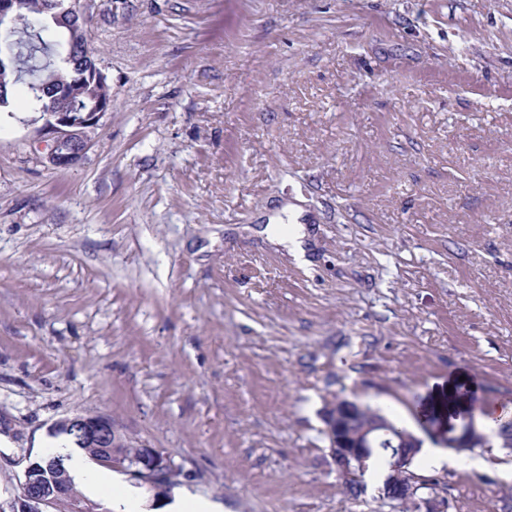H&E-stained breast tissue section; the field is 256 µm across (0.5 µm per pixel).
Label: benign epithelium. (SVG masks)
Here are the masks:
<instances>
[{
  "label": "benign epithelium",
  "mask_w": 512,
  "mask_h": 512,
  "mask_svg": "<svg viewBox=\"0 0 512 512\" xmlns=\"http://www.w3.org/2000/svg\"><path fill=\"white\" fill-rule=\"evenodd\" d=\"M50 7L56 10L59 20L66 25L69 33L87 30V19L72 0L68 6H61L59 0H50ZM109 110V104L94 99V104L76 112L69 101L57 103L48 111L50 120V143L47 159L56 168H69L76 165L86 153L91 134L98 126L100 118ZM364 412V406L347 399H338L326 410L325 431L329 437L328 453L332 458L340 484L357 483L371 457V450L381 448L388 456V469L379 498L392 504L409 506L416 512H445V497L434 491L422 492L427 479L417 475L412 469L413 459L420 448V440L413 434L395 429L388 423L369 422L359 430L351 429L354 417ZM64 431L79 437L90 448L112 449L123 442V432L112 418L104 414H78L57 421L53 432ZM490 439V434L479 430L473 415L464 417L457 435L448 438V447H481ZM122 470L129 478L147 484L155 495L170 488L177 473V467L161 448H147L142 454L126 459L110 458L103 461ZM65 502L68 512H87L89 502L65 480L49 492L40 478V467L34 461L24 468V482L20 495L8 504V512H50L59 502Z\"/></svg>",
  "instance_id": "1"
}]
</instances>
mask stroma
Instances as JSON below:
<instances>
[{
	"mask_svg": "<svg viewBox=\"0 0 512 512\" xmlns=\"http://www.w3.org/2000/svg\"><path fill=\"white\" fill-rule=\"evenodd\" d=\"M80 4L112 88L81 162L29 77L0 114V497L104 414L223 512H390L383 461L343 491L326 407L442 448L449 377L512 401V0ZM286 201L304 263L252 233ZM456 458L447 512H512V449Z\"/></svg>",
	"mask_w": 512,
	"mask_h": 512,
	"instance_id": "obj_1",
	"label": "stroma"
}]
</instances>
